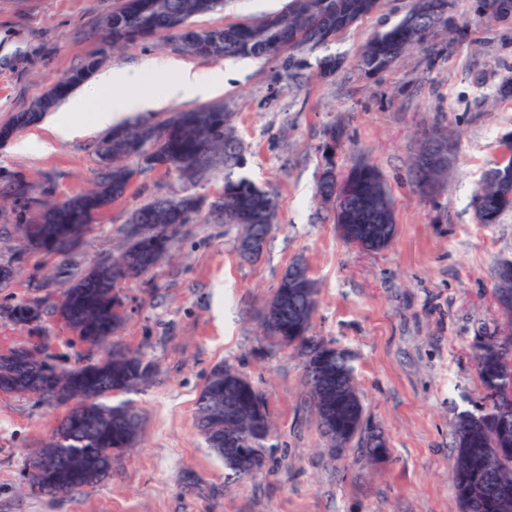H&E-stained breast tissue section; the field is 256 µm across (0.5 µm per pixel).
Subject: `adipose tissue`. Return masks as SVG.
I'll return each mask as SVG.
<instances>
[{
	"label": "adipose tissue",
	"mask_w": 512,
	"mask_h": 512,
	"mask_svg": "<svg viewBox=\"0 0 512 512\" xmlns=\"http://www.w3.org/2000/svg\"><path fill=\"white\" fill-rule=\"evenodd\" d=\"M162 68L170 70L172 76L158 92L149 76ZM223 81L221 72L205 75L192 67L162 60L147 61L141 68L133 70H107L97 75L94 94L77 95L70 99L66 109L72 112V119L56 124L53 132L60 138L80 134L81 125L75 116L82 112L92 113L95 130H109L125 116L154 110L160 101L211 96Z\"/></svg>",
	"instance_id": "obj_1"
}]
</instances>
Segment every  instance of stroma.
Masks as SVG:
<instances>
[{
    "label": "stroma",
    "mask_w": 512,
    "mask_h": 512,
    "mask_svg": "<svg viewBox=\"0 0 512 512\" xmlns=\"http://www.w3.org/2000/svg\"><path fill=\"white\" fill-rule=\"evenodd\" d=\"M123 2L0 0V126L99 48L101 19ZM497 3L448 0V33L433 52L410 51L388 71L367 75L356 55L412 5L383 0L307 54L304 79L293 87L282 55L203 60L158 38L107 52L104 71L161 58L228 72L223 93L206 102L233 113L243 146L239 172L275 190L277 226L251 262L236 249L234 227L184 225L154 271L122 284L127 320L117 338L155 371L117 394L137 410L141 431L97 486L31 493L25 463L67 409L33 393H0V512H461L451 482L454 431L482 392L476 344L503 322L495 263L512 258V212L487 226L471 206L476 183L512 133V11L498 14ZM284 5L226 0L195 24L258 23ZM59 118L51 113L0 142V170L37 188L53 182L58 200L91 187L102 137L54 139ZM432 126L447 130L454 153L440 194L428 200L417 194L411 168ZM333 127L341 133L337 173L369 162L393 196L395 235L379 252L346 244L332 204L318 195L321 150ZM19 141L24 150H16ZM223 186L220 169L188 188L160 171L136 172L127 194L84 234L77 262L86 268L119 255L132 212L151 198L187 188L210 199ZM297 260L319 289L311 334L349 352L366 422L386 440L384 458L353 447L330 459L309 406L304 355L263 333V307ZM55 264L46 253L26 254L0 288V304L31 297ZM44 340L63 367L88 360V347L52 314L29 325L0 320V350ZM219 364L238 368L260 392L276 446L261 473L232 486L196 422L197 397Z\"/></svg>",
    "instance_id": "1"
}]
</instances>
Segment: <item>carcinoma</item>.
<instances>
[{
  "label": "carcinoma",
  "instance_id": "cac0c4a2",
  "mask_svg": "<svg viewBox=\"0 0 512 512\" xmlns=\"http://www.w3.org/2000/svg\"><path fill=\"white\" fill-rule=\"evenodd\" d=\"M324 0H288L276 24H229L222 28H197L194 18L218 10L224 0H124L112 13V29L105 43L128 47L162 36L179 49L205 59L276 57L289 50L288 77L302 61L295 53L313 50L338 31L375 11L381 0H332L336 9L321 11ZM445 0H415L397 23L375 35L361 50L357 66L366 73L390 68L404 53L427 50L432 38L447 29L440 16ZM101 52L91 53L83 65L55 83L9 125L0 127V140L38 120L71 95L99 67ZM233 114L220 106H202L179 112L162 123L143 121L108 133L95 149V187L62 202L46 201L54 193L52 182L41 189L44 199L18 173L0 174L11 200L13 229L24 240L18 250L46 251L56 256L55 282L35 285L39 291L57 288L52 312L86 345L104 351L99 360L67 369L47 353L16 347L0 355V392L34 393L44 401L72 403L49 441L26 467L30 490L66 494L94 487L112 472V453L130 448L140 431V418L126 403L108 405L102 399L147 382L154 363L112 341L125 322L118 308L119 279L137 280L152 271L170 250L177 229L184 224H231L239 240L267 242L275 227L274 195L246 177L224 176L222 194L208 202L191 193L162 195L148 201L129 219L128 246L117 267L98 263L76 273L72 257L82 235L124 197L136 171L123 161L134 157L139 172L162 170L193 183L219 165H242L241 147L234 135ZM511 156L486 170L472 195L475 216L481 224H495L512 212V143H503ZM427 151L422 139L414 161V187L422 197L436 196L449 164L420 165ZM326 176L318 180L322 198L338 200V184L364 186L346 204L334 207V223L343 240L358 239L372 251L387 247L395 234L394 206L380 172L362 162L344 176L334 174V155L323 156ZM496 305L512 320V260L501 259L494 268ZM317 289L305 264L296 261L284 273L262 311L265 333L285 346L300 349L306 357V384L310 405L322 433L336 455L353 441L382 458L384 439L365 424L364 408L349 354L324 346L309 336L317 309ZM44 309L27 301L0 306V318L13 324L36 321ZM485 402L458 419L452 461V483L461 512H512V401L492 396L504 382L512 360V326L486 338L474 355ZM197 425L208 447L224 459L227 478L241 479L260 473L275 450L271 425L261 394L237 369L220 365L211 370L197 400Z\"/></svg>",
  "mask_w": 512,
  "mask_h": 512
}]
</instances>
